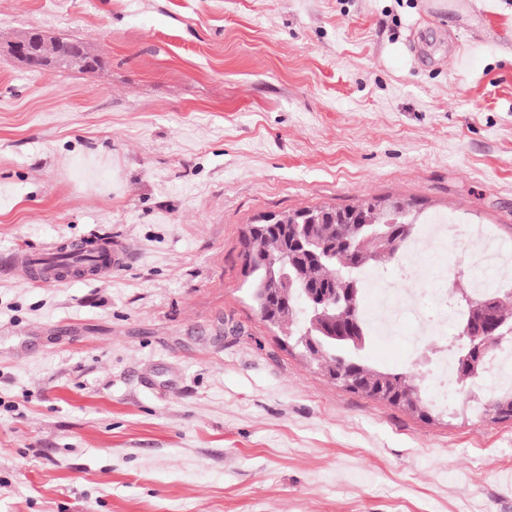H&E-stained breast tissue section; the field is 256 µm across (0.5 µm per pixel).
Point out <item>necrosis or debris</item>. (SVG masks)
<instances>
[{
  "instance_id": "4bbe7bcc",
  "label": "necrosis or debris",
  "mask_w": 512,
  "mask_h": 512,
  "mask_svg": "<svg viewBox=\"0 0 512 512\" xmlns=\"http://www.w3.org/2000/svg\"><path fill=\"white\" fill-rule=\"evenodd\" d=\"M451 239L469 247L473 264L484 265V252L490 245L485 227L448 221L417 226L411 241L393 258L396 276H385L373 267L359 271L358 278L364 287L376 291L374 303L364 307L363 316L368 325L378 329L380 337L400 335V326L404 323L416 325L419 332L425 330L441 337L446 334L449 323L465 319L464 310H449L447 288H423L416 292L408 289L418 266L419 244L436 245ZM404 342L405 363L423 360L429 367L426 386L432 405L439 409L447 408L456 391L451 362L453 349L441 341L426 345L418 335L405 337Z\"/></svg>"
}]
</instances>
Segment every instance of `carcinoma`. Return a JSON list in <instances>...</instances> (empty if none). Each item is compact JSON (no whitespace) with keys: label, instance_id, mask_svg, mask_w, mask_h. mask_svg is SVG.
Returning a JSON list of instances; mask_svg holds the SVG:
<instances>
[{"label":"carcinoma","instance_id":"carcinoma-1","mask_svg":"<svg viewBox=\"0 0 512 512\" xmlns=\"http://www.w3.org/2000/svg\"><path fill=\"white\" fill-rule=\"evenodd\" d=\"M390 201L367 200L342 208L358 215L360 223L326 218L315 227L324 249L311 254L294 247L295 230L292 221L283 215V225L255 231L249 235L244 251V265L252 277V297L261 318L291 330L290 338L308 357L323 367L328 377L345 389L377 398L378 391L386 394L384 401L424 416L426 399L414 384L409 371H390L372 368L365 362L362 352L372 343L361 316L363 288L355 277L356 271L366 263L374 264L391 256L398 247H389L374 235L373 226L403 224L406 226L400 241H405L413 223L408 213L396 217L389 210ZM288 256L299 272L301 283L312 290L342 295L336 304V316L344 323L360 328L359 342L331 341L311 328L301 309L306 306L301 289L290 292L279 287L278 265L271 260ZM467 318L459 328H469L474 336L485 332V325L495 322L504 335L488 338L487 348L472 356L478 360L477 373L471 374L462 356L467 351L456 350L455 371L460 388H466L475 377L486 375L488 349L512 337V295L494 293L480 298L465 295Z\"/></svg>","mask_w":512,"mask_h":512}]
</instances>
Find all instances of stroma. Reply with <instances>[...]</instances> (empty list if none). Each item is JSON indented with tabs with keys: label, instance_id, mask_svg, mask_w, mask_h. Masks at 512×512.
<instances>
[{
	"label": "stroma",
	"instance_id": "1",
	"mask_svg": "<svg viewBox=\"0 0 512 512\" xmlns=\"http://www.w3.org/2000/svg\"><path fill=\"white\" fill-rule=\"evenodd\" d=\"M33 31L105 69L28 68ZM373 197L512 242V0H0V259L121 261L0 268V512H512L488 395L346 391L254 307L250 224ZM67 246L71 250L79 251V252H96L100 250L103 246H101L97 240L87 239L81 240L76 243H72L70 245H62ZM47 249L44 252H41L35 256H31L27 253L15 254L13 255L7 262L10 267H21L25 269L28 273L32 282L40 284V285H51L57 282L66 281L68 276H61L57 273V271H45L42 275H39L34 271L30 262L34 258L50 260L60 249V247Z\"/></svg>",
	"mask_w": 512,
	"mask_h": 512
}]
</instances>
